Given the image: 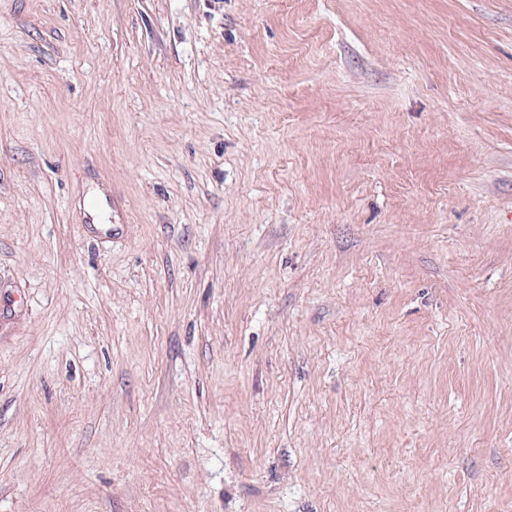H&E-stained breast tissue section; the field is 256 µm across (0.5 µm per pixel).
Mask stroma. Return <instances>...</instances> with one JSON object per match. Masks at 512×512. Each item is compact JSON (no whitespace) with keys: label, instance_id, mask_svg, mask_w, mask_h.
<instances>
[{"label":"stroma","instance_id":"35a3bbf8","mask_svg":"<svg viewBox=\"0 0 512 512\" xmlns=\"http://www.w3.org/2000/svg\"><path fill=\"white\" fill-rule=\"evenodd\" d=\"M0 512H512V0H0Z\"/></svg>","mask_w":512,"mask_h":512}]
</instances>
